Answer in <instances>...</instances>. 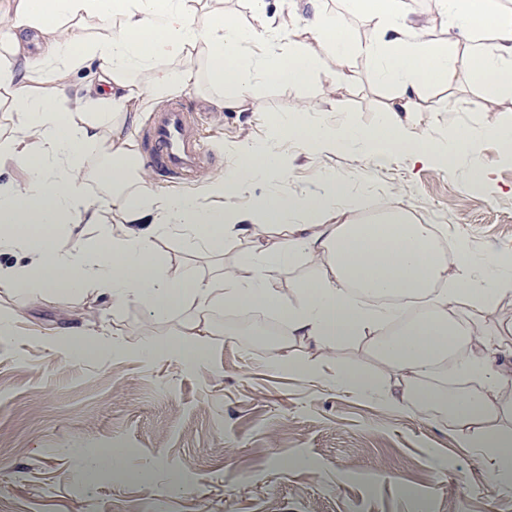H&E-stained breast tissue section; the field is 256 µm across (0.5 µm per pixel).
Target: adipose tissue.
<instances>
[{
    "label": "adipose tissue",
    "instance_id": "ef3b65f1",
    "mask_svg": "<svg viewBox=\"0 0 512 512\" xmlns=\"http://www.w3.org/2000/svg\"><path fill=\"white\" fill-rule=\"evenodd\" d=\"M199 0H16L13 15L0 26V86L17 117L0 153L28 170L24 185H0V251L19 257L0 266V293L23 290L105 296L113 309L136 300L152 318L177 309L192 310L182 328L155 346L153 353L177 362H199L208 351L211 327L207 312L261 307L278 311L288 326V341L306 342L331 357L345 340L366 341L394 379L382 382L355 366H339L331 380L338 388L393 406L444 419L453 418L472 437L474 447L493 460L496 482L512 484V362L496 331L487 329L480 311L512 292V258L496 257L477 268L465 246L447 254L432 225L408 220L400 209L360 224L338 211L343 186L329 181L321 191L296 195L285 187L282 155L288 145L325 144L344 149L357 145L369 157L385 161L396 154L419 160L438 159L448 166L462 159L478 171L475 140L458 134L453 147L437 152L403 123L401 116L419 111L427 89L444 86L449 74L466 85L497 88L512 68V10L500 0H437L448 19L447 36L417 39L409 33L408 0H343L345 10L329 15L320 0H307L309 15L287 32L271 33L259 12L244 23L224 11L196 22ZM356 14L371 19L378 34L360 41L346 21ZM98 22L103 33L89 39L67 30L66 22ZM36 30L45 62L54 66L57 85L34 92L28 73L36 66L28 30ZM317 36L331 54L340 77L353 71L356 55L373 60L380 81L394 90L378 122L370 128H336L314 123L306 108L276 121V146L239 149L237 164L207 186L224 198L247 193L257 180L268 181L266 194L245 210L206 207L191 195L156 191L140 182L127 191L125 180L138 156V145L124 131L140 112L173 85L190 87L196 72L183 68L178 78L156 69L161 59L201 55L210 82L223 89L221 108L246 111V92L256 77L288 84L307 81L317 59L305 40ZM97 65L96 82L87 86L78 106L67 103L66 78L85 63ZM149 70L142 86L134 75ZM111 106V128L95 120L92 110ZM98 145L110 166L112 211L117 227L88 250L79 236L60 239L54 224L79 227L97 218L80 190L83 149ZM174 227L186 248L220 251L224 244L249 240L238 255L236 271L225 280L205 279L186 270L169 278L158 271L157 242ZM318 268L299 287V301L289 304L277 276L296 261ZM456 352L458 368L479 377L477 393L448 392L427 379L447 366Z\"/></svg>",
    "mask_w": 512,
    "mask_h": 512
}]
</instances>
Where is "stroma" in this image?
Returning <instances> with one entry per match:
<instances>
[{
    "label": "stroma",
    "mask_w": 512,
    "mask_h": 512,
    "mask_svg": "<svg viewBox=\"0 0 512 512\" xmlns=\"http://www.w3.org/2000/svg\"><path fill=\"white\" fill-rule=\"evenodd\" d=\"M319 57L305 83L257 79L245 112L212 105L218 90L204 60L192 58L197 86L174 87L171 96L193 113L210 163L186 179L140 160L129 186L144 180L212 207L207 181L234 168L237 144L274 143L271 117L304 106L317 123L375 125L393 91L377 82L373 63L357 57L340 80L330 54ZM406 122L442 147L455 132L473 133L483 178L469 179L464 163L444 169L397 155L378 166L355 146H292L283 157L286 187L308 194L334 177L352 219L397 204L432 225L446 251L462 242L479 262L512 256V156L484 134L512 127V98L452 79L426 91ZM107 166L96 146L85 147L82 195L101 216L79 227L90 248L112 222ZM239 249L189 250L168 233L158 243L170 277L188 266L204 278L231 272ZM184 317L178 310L153 319L134 300L116 312L86 295H0V321L14 331L0 340V512H512V487L493 481L490 458L452 421L273 367L275 343L245 339L223 308L207 314L202 363L149 357ZM72 331L92 333L97 351L82 359L60 353L56 342ZM107 445L123 449V469L87 481Z\"/></svg>",
    "instance_id": "35a3bbf8"
}]
</instances>
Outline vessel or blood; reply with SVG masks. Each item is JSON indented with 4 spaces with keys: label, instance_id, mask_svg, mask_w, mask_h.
Masks as SVG:
<instances>
[{
    "label": "vessel or blood",
    "instance_id": "obj_1",
    "mask_svg": "<svg viewBox=\"0 0 512 512\" xmlns=\"http://www.w3.org/2000/svg\"><path fill=\"white\" fill-rule=\"evenodd\" d=\"M194 122L181 101H173L154 113L150 128L153 148L147 156L149 163L186 175L200 166L204 148L193 134Z\"/></svg>",
    "mask_w": 512,
    "mask_h": 512
}]
</instances>
